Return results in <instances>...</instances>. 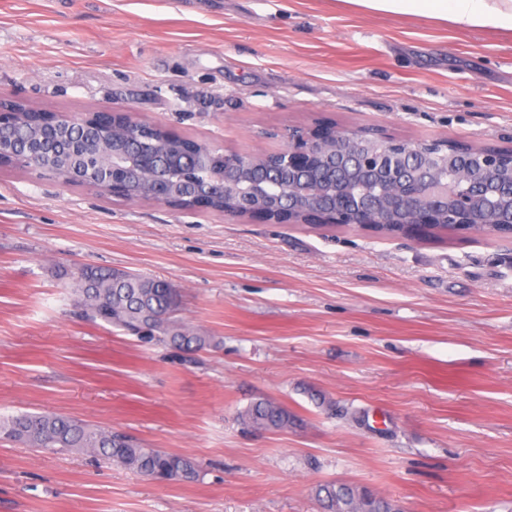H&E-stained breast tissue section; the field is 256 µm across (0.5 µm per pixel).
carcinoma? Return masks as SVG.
I'll list each match as a JSON object with an SVG mask.
<instances>
[{"label": "carcinoma", "mask_w": 512, "mask_h": 512, "mask_svg": "<svg viewBox=\"0 0 512 512\" xmlns=\"http://www.w3.org/2000/svg\"><path fill=\"white\" fill-rule=\"evenodd\" d=\"M62 134L44 129L28 141V129L12 130L11 140L27 144L41 153L49 165L43 174L54 175L60 168L57 155ZM75 305L87 321H102L145 340L170 342L179 347L201 350L212 340L194 331L177 317L180 301L175 289L163 281L141 274L84 268L76 278ZM249 427L278 431L288 428L294 415L268 399L250 403L241 414ZM0 438L18 440L37 450L83 451L129 468L147 480L190 482L199 476L196 464L187 456L145 448L129 438L100 426L60 413H23L0 418ZM314 494L324 512H400L373 491L349 484L325 483Z\"/></svg>", "instance_id": "carcinoma-1"}]
</instances>
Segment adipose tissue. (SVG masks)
<instances>
[{"label": "adipose tissue", "mask_w": 512, "mask_h": 512, "mask_svg": "<svg viewBox=\"0 0 512 512\" xmlns=\"http://www.w3.org/2000/svg\"><path fill=\"white\" fill-rule=\"evenodd\" d=\"M349 9L512 33V0H342Z\"/></svg>", "instance_id": "1"}]
</instances>
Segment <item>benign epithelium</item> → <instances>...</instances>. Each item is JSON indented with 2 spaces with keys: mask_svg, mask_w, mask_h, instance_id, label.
<instances>
[{
  "mask_svg": "<svg viewBox=\"0 0 512 512\" xmlns=\"http://www.w3.org/2000/svg\"><path fill=\"white\" fill-rule=\"evenodd\" d=\"M89 129L81 145L65 144L62 182L84 184L81 157L101 161L103 189L130 202L170 204L181 189L190 208L222 204L224 216L263 224L349 225L421 240L436 224L456 231L512 236V148L465 142L413 141L358 125L290 127L275 153L224 152V165L199 141L161 136L152 153L135 132L147 122L128 109L59 115L20 102L0 106V129L26 116Z\"/></svg>",
  "mask_w": 512,
  "mask_h": 512,
  "instance_id": "1",
  "label": "benign epithelium"
}]
</instances>
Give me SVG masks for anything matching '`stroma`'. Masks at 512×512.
<instances>
[{
    "label": "stroma",
    "mask_w": 512,
    "mask_h": 512,
    "mask_svg": "<svg viewBox=\"0 0 512 512\" xmlns=\"http://www.w3.org/2000/svg\"><path fill=\"white\" fill-rule=\"evenodd\" d=\"M0 99L130 108L221 150L292 126L512 144V36L337 0H0ZM166 281L219 348L82 319L79 268ZM269 398L295 421L243 425ZM57 412L175 452L155 483L0 440V512H512V239L388 238L129 202L0 167V416ZM314 494L325 512H400L385 498L355 485L320 484L315 487Z\"/></svg>",
    "instance_id": "1"
}]
</instances>
